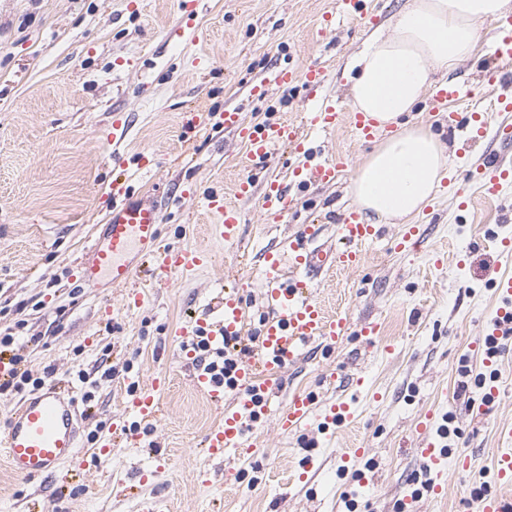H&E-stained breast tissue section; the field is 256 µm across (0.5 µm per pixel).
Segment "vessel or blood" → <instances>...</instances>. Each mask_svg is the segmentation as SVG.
<instances>
[{
	"mask_svg": "<svg viewBox=\"0 0 512 512\" xmlns=\"http://www.w3.org/2000/svg\"><path fill=\"white\" fill-rule=\"evenodd\" d=\"M493 46L497 67L490 70L489 77L494 80L499 75V66L512 62V17L499 25ZM327 80L324 69L315 66L302 73L291 68H273L257 86V94L265 95L275 87L302 83L308 91L304 125L277 122L262 127L249 126L240 112L228 109L224 112V126L237 132L251 158H266L282 146L305 153L307 131L335 130L340 118L335 97L326 91ZM344 166L343 158L336 156L296 167L294 175L303 184L331 185ZM474 178L485 195L495 196L505 182L512 180V169L504 166L499 158L490 156L477 165ZM111 190L121 203L113 207L103 231L94 238L86 258L78 266V277L86 287L128 286L135 283L145 269L163 283L208 264L206 250H186L164 244L162 215L154 202L127 196V188L120 180L113 181ZM256 193L261 196V207L269 221L287 220L293 198L287 184L276 179L267 182L260 191L251 180L241 179L234 184L232 194L211 192L205 196L203 210L216 218V234L224 242L232 243L240 237L244 216L236 205L237 200ZM336 231L348 242V249L339 251L321 246L310 249L292 240L283 250L266 253L263 276L272 315L263 324L254 357L238 365L234 400L225 404L223 424L207 436L209 458L220 459L226 452L245 447V419L257 418L266 412L278 373L295 364L310 342L321 341L333 346L349 335V316L344 313L328 316L308 293L304 279L327 267L342 270L359 267L363 262L362 245L377 238L379 230L376 225L364 223L358 208L353 206L343 214ZM286 258L300 271L299 279L282 281L281 263ZM218 307L220 319L216 327L210 329L202 323L197 331L220 346L226 338L244 335L245 308L241 296L232 294L220 296ZM191 381L202 394L223 402V385L203 368H196ZM165 384V375L156 374L133 399V410L142 421L151 422L161 415L159 393ZM352 415L350 403L344 400L326 406L323 413H316L314 396L296 392L289 398L278 423L283 432L291 433L317 417L330 426L344 424ZM80 420L78 400L72 389L51 384L23 397L12 411L6 428L0 431V448L5 451L9 470L21 478L36 479L54 474L61 464L78 461ZM430 428V421L420 422L418 431L423 440L417 453L434 476L432 492L440 495L445 491L442 475L448 462H455L458 469L466 470L470 460L461 454L450 456L446 448L431 438ZM497 437L498 448L488 472L491 487L478 496L476 512H512V424L501 426Z\"/></svg>",
	"mask_w": 512,
	"mask_h": 512,
	"instance_id": "b4317fda",
	"label": "vessel or blood"
}]
</instances>
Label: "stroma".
Listing matches in <instances>:
<instances>
[{"label": "stroma", "mask_w": 512, "mask_h": 512, "mask_svg": "<svg viewBox=\"0 0 512 512\" xmlns=\"http://www.w3.org/2000/svg\"><path fill=\"white\" fill-rule=\"evenodd\" d=\"M406 3L364 0V19L328 26L334 0H0V330L13 329L33 376L48 371L69 382L84 416L83 467L66 464L31 481L0 456V512H143L148 504L154 512H400L410 479L429 478L417 426L447 413L458 430L447 443L469 456L470 471L448 466L445 496L422 493L412 512H475L473 489L485 481L496 429L512 423V340L498 358L500 399L484 405L474 383L485 371L476 344L498 306L490 280L512 278V254L499 245L512 239V183L493 199L471 187L473 207L457 206L488 151L512 160V146L497 137L512 113L487 112L486 137L461 144L472 109L493 96L483 81L489 57L451 74L473 90L470 101L448 103L455 122L423 93L415 119L441 132L449 164L436 197L411 219L422 243L398 248L401 223L385 224L364 246L361 266L314 278L315 299L327 313L346 312L353 332L279 375L270 412L248 428V463L209 460L205 438L222 411L193 387L194 365L178 337L224 287L243 297L250 331L260 330L265 253L307 225L317 243L335 244L336 221L353 204L350 178L377 145L345 121L312 137L307 162L345 158L336 183L291 185L295 205L283 223L267 221L259 197L239 200L245 223L227 244L211 234L200 196L230 193L241 178L258 187L288 179L300 158L282 147L250 159L224 127L225 108L250 125L301 123V85L262 97L251 90L271 68L317 66L351 112L356 56ZM117 116L128 130L115 144L108 132ZM123 173L134 193L162 206L165 244L210 254L206 268L147 289L137 308L127 307L125 289L91 290L77 279L116 204L108 186ZM367 324L378 328L370 343L359 334ZM33 336L39 345H30ZM110 369L115 377L104 379ZM160 371L169 381L159 418L99 461L91 432L116 415L135 422L128 386L145 387ZM301 390L321 406L350 401L352 421L283 433L280 412ZM356 448L368 456L343 462ZM308 459L314 476L303 482L299 465Z\"/></svg>", "instance_id": "1"}]
</instances>
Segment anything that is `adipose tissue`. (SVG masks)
<instances>
[{"label": "adipose tissue", "mask_w": 512, "mask_h": 512, "mask_svg": "<svg viewBox=\"0 0 512 512\" xmlns=\"http://www.w3.org/2000/svg\"><path fill=\"white\" fill-rule=\"evenodd\" d=\"M512 10V0H408L392 35H375L357 62L352 104L378 127L395 126L350 179L354 203L372 224L418 214L446 176L447 147L407 115L436 73L454 72L474 56L478 25Z\"/></svg>", "instance_id": "ef3b65f1"}]
</instances>
